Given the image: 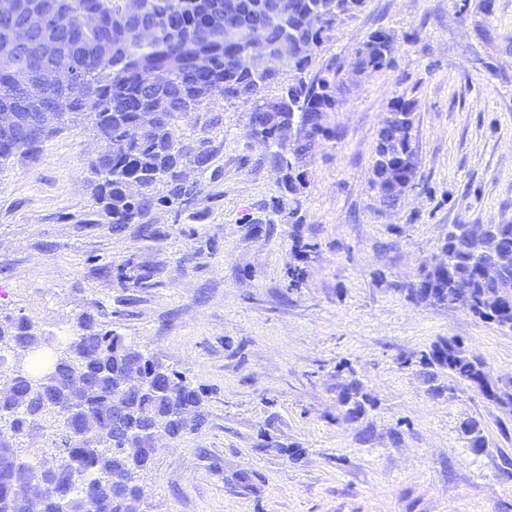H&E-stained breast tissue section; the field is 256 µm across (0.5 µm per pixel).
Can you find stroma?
I'll use <instances>...</instances> for the list:
<instances>
[{
	"label": "stroma",
	"mask_w": 512,
	"mask_h": 512,
	"mask_svg": "<svg viewBox=\"0 0 512 512\" xmlns=\"http://www.w3.org/2000/svg\"><path fill=\"white\" fill-rule=\"evenodd\" d=\"M379 28L392 65L330 114L341 136L283 212L247 107L221 100L197 200L156 210V238L91 223L90 116L0 167V319L58 338L92 314L202 395L204 424L140 474L144 512H512V408L425 363L456 339L512 385V331L406 292L449 225L512 224V0H366L316 65H347ZM400 95L419 167L388 209L373 148Z\"/></svg>",
	"instance_id": "35a3bbf8"
}]
</instances>
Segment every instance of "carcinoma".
<instances>
[{"instance_id": "obj_1", "label": "carcinoma", "mask_w": 512, "mask_h": 512, "mask_svg": "<svg viewBox=\"0 0 512 512\" xmlns=\"http://www.w3.org/2000/svg\"><path fill=\"white\" fill-rule=\"evenodd\" d=\"M19 2L23 9L15 17L17 24L24 22L27 12L46 7L54 9L63 23L46 30L23 60L10 54L0 33V107L12 103L21 86L35 82L33 73L54 69L55 83L34 89L19 106L26 112H43L61 94L71 103L55 114L30 154L49 138L77 126L83 113H96L94 132L108 152L106 160L89 164L98 223L141 224L149 235L154 234L152 213L158 207L183 211L195 203L189 170L208 168V134L222 124L220 113L207 109L214 98L267 113L257 133L270 147L266 160L283 172L279 196L273 201L278 211L284 199H296L305 188L307 165L315 155L312 141L288 140L278 113H286L289 122L307 124L320 113L337 111L344 102L347 77L389 67L395 52L393 35L378 29L357 49L348 69L334 62L311 68L334 28V16L354 14L365 0ZM88 14L98 18L97 25L83 23ZM139 19L157 28L149 45H135L128 38V29ZM246 30L262 37L273 51L283 42L293 44L292 81L281 80L273 55L250 67L240 64ZM201 110L203 136H181V118ZM416 110L415 99L397 97L378 130L371 189L385 206L397 202L384 188L393 164L407 161L406 176L413 180L417 175ZM155 111L166 113V118L144 137L127 138L130 127ZM131 181L142 187L137 198L127 194ZM441 247L442 261L424 269L408 297L452 307L465 302L469 314L512 331V309L496 312L479 303L489 290L512 292V270L497 282L484 280L482 259L473 255L472 237L464 224L448 228ZM79 327L80 336L55 349L51 361L45 362L30 358L49 342L30 320L0 322V348L13 353L6 375L12 392L0 396V415L7 420V427H0V500L8 501L10 512H27L13 479L14 471L25 467L15 444L30 436L35 426L53 429L49 451L31 465L54 481L44 495L42 512H96V500L105 504V512H143L135 478L151 463L154 433L164 428L174 438L181 435L174 419L179 407L194 412L193 428L205 421L199 393L176 371L146 357L123 337L98 329L89 313L81 315ZM426 360L448 369L487 401L512 405V387L493 380L487 366L462 343L438 345ZM133 364L148 388L126 395L121 384ZM70 414L76 417V426L69 429Z\"/></svg>"}]
</instances>
